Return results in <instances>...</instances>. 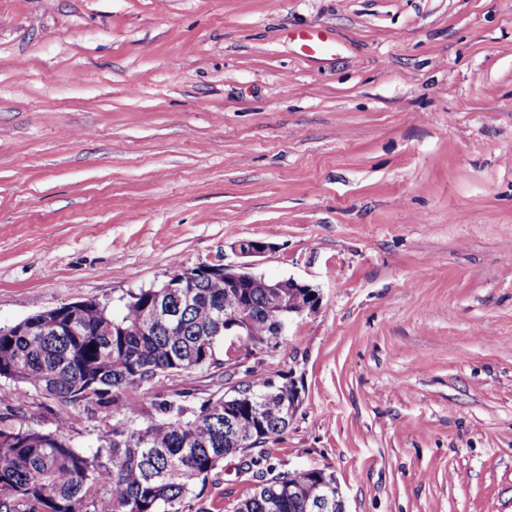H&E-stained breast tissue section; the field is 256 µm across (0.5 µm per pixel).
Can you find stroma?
Returning a JSON list of instances; mask_svg holds the SVG:
<instances>
[{
    "instance_id": "obj_1",
    "label": "stroma",
    "mask_w": 512,
    "mask_h": 512,
    "mask_svg": "<svg viewBox=\"0 0 512 512\" xmlns=\"http://www.w3.org/2000/svg\"><path fill=\"white\" fill-rule=\"evenodd\" d=\"M246 239L320 307L141 417L251 368L301 393L271 463L333 472L345 512H512V0H0V327L121 313ZM6 388L0 414L97 447L99 412ZM260 482L227 457L184 512ZM295 37L302 51L307 54L321 52L329 45L325 31L318 27L299 31Z\"/></svg>"
}]
</instances>
